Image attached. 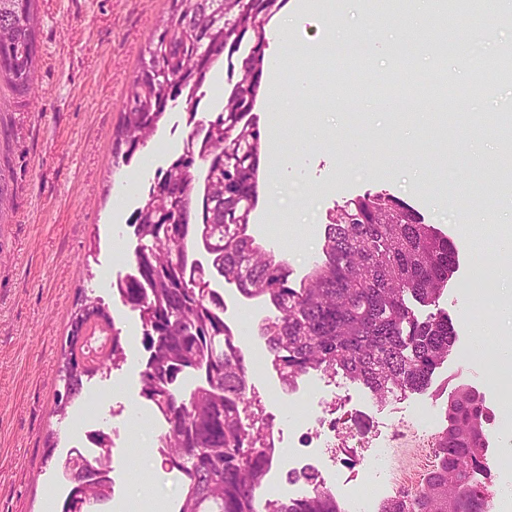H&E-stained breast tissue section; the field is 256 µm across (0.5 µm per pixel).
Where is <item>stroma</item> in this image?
<instances>
[{
	"mask_svg": "<svg viewBox=\"0 0 512 512\" xmlns=\"http://www.w3.org/2000/svg\"><path fill=\"white\" fill-rule=\"evenodd\" d=\"M286 0L289 55L274 88L259 93L252 115L261 131L279 130L287 166L260 170L249 234L275 261L285 262L299 287L322 255L328 214L356 196L386 191L413 206L458 248V264L439 300L458 333L455 349L423 393L396 392L378 400L343 375L313 370L309 379L336 382L347 414L348 437L360 440L362 464L390 453L396 469L410 468L421 486L435 463L433 437L417 432V408L443 420L448 394L460 383L484 392L495 413L487 437L492 458L507 455L499 432L512 420L502 404L495 371L463 360L461 349L512 345V312L497 296L512 292L502 270L512 249L496 231L512 225V195L469 197L487 164L502 159L490 126L512 114V83L475 95L478 75L440 51L458 42L463 54L489 61L512 41V11L478 8L473 33H450L436 0L422 6L414 31L408 0H350L339 12ZM169 0H37L39 63L34 91L22 96L0 82V512H44L61 501L70 482L62 463L77 445L78 430L92 422L112 443V492L97 512H145L148 501L177 512L184 476L164 465L153 448L158 428L141 397L140 372L149 356L139 315L114 297L111 282L134 269L137 240L126 219L112 215V197L125 180V212L141 206L144 189L186 138L184 100L173 103L154 137L130 165L114 166L112 141L143 51ZM404 41L398 53L389 46ZM345 38L359 53L340 56L332 71L319 69L308 50ZM361 74L366 91L348 97L341 77ZM489 272L491 318L464 324L476 265ZM224 296V320L249 317L240 337L246 356L267 353L260 328L272 316L268 300L248 298L235 284L211 283ZM98 299L120 335L126 359L118 368L84 377L83 390L59 411L58 370L68 352L72 318L84 297ZM259 421L271 425L279 448L294 445L285 416L296 387L274 370L250 377Z\"/></svg>",
	"mask_w": 512,
	"mask_h": 512,
	"instance_id": "1",
	"label": "stroma"
}]
</instances>
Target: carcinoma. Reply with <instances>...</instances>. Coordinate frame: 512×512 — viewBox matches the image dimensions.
<instances>
[{"label": "carcinoma", "instance_id": "1", "mask_svg": "<svg viewBox=\"0 0 512 512\" xmlns=\"http://www.w3.org/2000/svg\"><path fill=\"white\" fill-rule=\"evenodd\" d=\"M37 0H0V79L20 95L33 90L38 44ZM285 0H170L168 15L150 40L114 133L115 166L131 163L158 128L169 103L189 106L192 130L181 153L158 170L144 204L132 215L138 245L135 273L112 285L121 302L139 312L150 355L140 373L141 396L166 424L164 461L187 478L180 512H340L317 478L307 496L269 509L264 487L277 448L271 430L245 422L249 362L224 321V298L210 283L218 274L246 297L267 296L276 309L266 319L271 362L292 384L311 369L340 372L382 399L395 391H423L448 360L457 332L447 314L419 320L407 299L438 303L457 264L455 244L402 199L367 193L329 215L322 247L300 287L288 284L277 264L247 233L257 199L265 135L251 117L264 67L265 26ZM251 44L241 77L224 108L196 119L198 91L222 63ZM480 68L474 91L505 80L503 71ZM482 190L512 188V171L497 170ZM204 250L211 269L193 254ZM113 322L87 299L71 324L70 342L85 340L91 320ZM125 359L119 332L100 363ZM90 368L70 351L59 369L65 393L59 409L77 397ZM193 378L187 395L173 388ZM484 395L470 385L448 394L446 425L435 434V465L420 490L381 504L379 512H487L490 478ZM71 488L61 512H89L110 497V471L68 458Z\"/></svg>", "mask_w": 512, "mask_h": 512}]
</instances>
